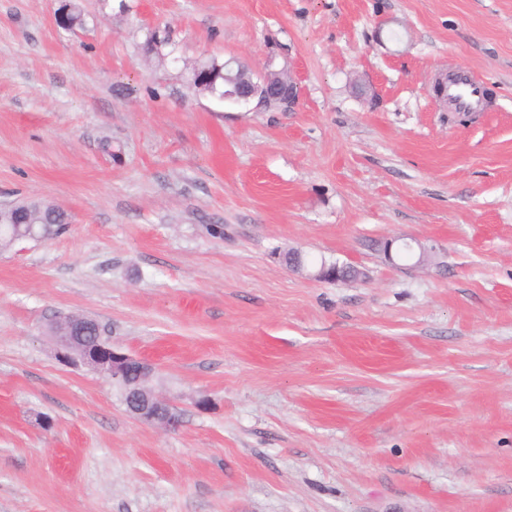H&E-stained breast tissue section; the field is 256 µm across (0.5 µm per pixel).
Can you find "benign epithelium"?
<instances>
[{"label": "benign epithelium", "instance_id": "7a95c632", "mask_svg": "<svg viewBox=\"0 0 512 512\" xmlns=\"http://www.w3.org/2000/svg\"><path fill=\"white\" fill-rule=\"evenodd\" d=\"M228 80L232 89L216 85L217 76ZM194 82L199 88L210 92L222 101L245 103L252 112H265L276 108L291 112L298 104V87L292 72L267 70L244 85L221 70L199 67L194 71ZM56 355L67 366H85L112 382L122 390L128 412L137 419L158 423L167 428L179 424L177 415L169 409L166 401L157 398L146 388H122L121 381L129 366L136 364L149 371L142 360L114 349L108 339H103L99 323L88 317L67 322L66 329L55 337Z\"/></svg>", "mask_w": 512, "mask_h": 512}]
</instances>
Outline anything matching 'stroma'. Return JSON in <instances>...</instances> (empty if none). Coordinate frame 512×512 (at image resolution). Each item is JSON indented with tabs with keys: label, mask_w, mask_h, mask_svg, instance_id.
<instances>
[{
	"label": "stroma",
	"mask_w": 512,
	"mask_h": 512,
	"mask_svg": "<svg viewBox=\"0 0 512 512\" xmlns=\"http://www.w3.org/2000/svg\"><path fill=\"white\" fill-rule=\"evenodd\" d=\"M65 2L0 0V204L71 217L0 252V512H512V0ZM232 57L295 110L193 87ZM67 313L177 429L58 361ZM235 61L229 59L224 62L223 68L230 71L234 68ZM222 67L215 71L210 67H199L194 71V82L200 89L209 91L219 100L231 103H245L250 106L249 111L267 112L276 108L283 112H291L298 104V87L295 77L288 69L266 70L256 74V79L245 85L236 83L234 76L221 73ZM217 74L223 77L222 84L216 85ZM230 81L232 90H226L224 81ZM444 90L448 100L460 109L480 112L484 108L483 89L466 69L460 68L449 75Z\"/></svg>",
	"instance_id": "1"
}]
</instances>
